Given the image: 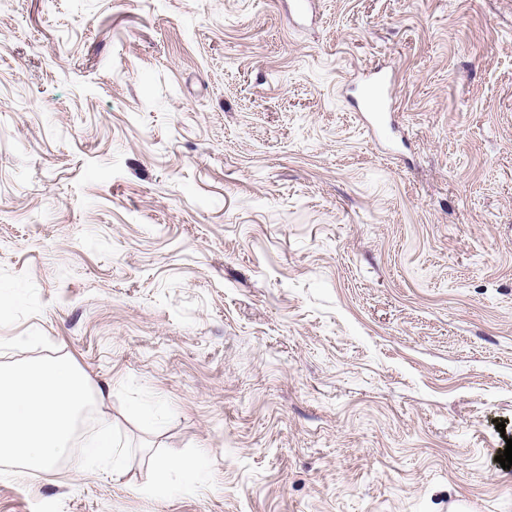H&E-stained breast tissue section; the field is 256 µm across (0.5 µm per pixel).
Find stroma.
I'll list each match as a JSON object with an SVG mask.
<instances>
[{"label":"stroma","instance_id":"1","mask_svg":"<svg viewBox=\"0 0 512 512\" xmlns=\"http://www.w3.org/2000/svg\"><path fill=\"white\" fill-rule=\"evenodd\" d=\"M61 356L149 448L0 512H512V0H0V363ZM197 460H187L177 456H165L158 458L154 461V467L160 475V490H165L164 478L165 475L174 469L181 470L186 474H191L198 467Z\"/></svg>","mask_w":512,"mask_h":512}]
</instances>
